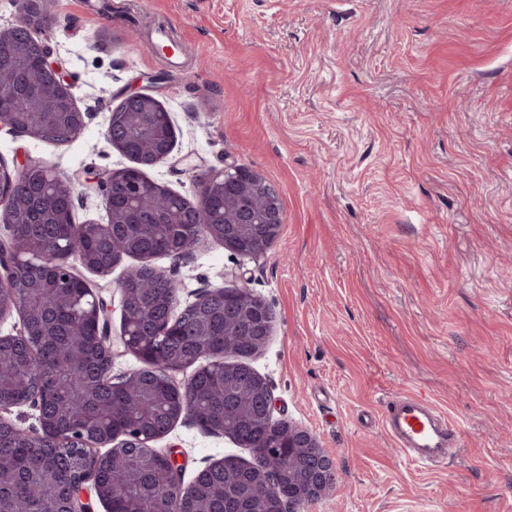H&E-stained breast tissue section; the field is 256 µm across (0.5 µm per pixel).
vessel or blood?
<instances>
[{
	"label": "vessel or blood",
	"instance_id": "1",
	"mask_svg": "<svg viewBox=\"0 0 512 512\" xmlns=\"http://www.w3.org/2000/svg\"><path fill=\"white\" fill-rule=\"evenodd\" d=\"M383 425L404 456L421 465H438L460 442V432L429 402L406 395L388 407Z\"/></svg>",
	"mask_w": 512,
	"mask_h": 512
}]
</instances>
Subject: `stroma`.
I'll return each instance as SVG.
<instances>
[{
	"mask_svg": "<svg viewBox=\"0 0 512 512\" xmlns=\"http://www.w3.org/2000/svg\"><path fill=\"white\" fill-rule=\"evenodd\" d=\"M51 0L42 33L92 108L57 146L0 130V161L44 160L71 183L75 221L105 223L86 171L130 166L106 138L117 92L168 112L171 154L146 171L194 198L196 177L243 165L279 194L264 257L214 239L154 267L181 305L246 286L274 313L249 359L274 419L316 437L339 474L302 512H512V0ZM164 23L179 66L146 34ZM125 257L83 271L121 333ZM427 400L461 432L444 463L404 460L388 402ZM191 485L248 449L179 419L156 439Z\"/></svg>",
	"mask_w": 512,
	"mask_h": 512,
	"instance_id": "1",
	"label": "stroma"
}]
</instances>
